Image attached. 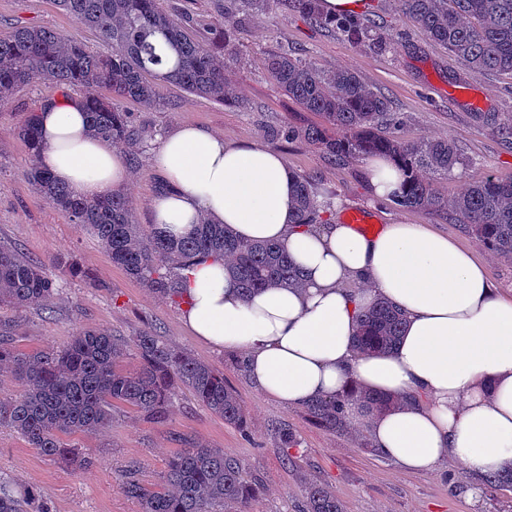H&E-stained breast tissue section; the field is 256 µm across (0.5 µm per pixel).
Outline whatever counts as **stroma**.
I'll return each mask as SVG.
<instances>
[{"label":"stroma","mask_w":512,"mask_h":512,"mask_svg":"<svg viewBox=\"0 0 512 512\" xmlns=\"http://www.w3.org/2000/svg\"><path fill=\"white\" fill-rule=\"evenodd\" d=\"M373 15L389 42L374 51L349 44L335 33L309 25L298 15L284 14L277 0L264 11L243 14L225 9L224 0H164L171 19L198 40L212 41L225 25H233L236 55L233 79L243 104L230 107L178 86L162 84L164 104L146 107L118 101L145 132L137 159L130 165L126 193L135 223L149 225V199L158 177L151 156L167 133L194 125L223 135L236 144H263L279 150L289 167L312 176L317 196L338 200L342 210L365 211L374 224H426L471 249L484 260L492 282L512 295V267L459 225L417 209H400L372 195L363 160H329L304 140L277 141L276 129L319 123L317 114L290 99L269 77V54L288 53L325 69L347 68L374 90L387 96L403 124L397 135L405 141L446 137L455 142L467 165L442 181V190L456 194L463 183L487 174L512 180V147L482 128L472 105L454 95L457 87L476 90L481 111L512 114V76L473 77L447 50L426 38L399 9L397 0H374ZM16 26L44 27L70 33L90 50L108 46L94 31L78 26L57 0H0V30ZM55 85L35 83L17 90L0 105V239L20 248L30 259L49 266L62 287L52 309H0L10 323L16 347L25 353L50 351L87 328L105 329L129 338L156 328L169 344L208 361L224 374L241 396L247 426L224 423L184 389L177 390L172 420L156 424L126 407L112 412V425L100 434L78 437L83 453L92 458L77 468L43 456L13 429L0 427V475L32 487L51 501L54 512H138L122 492L118 475L130 465L140 468L146 483L158 482L166 462L179 448L174 437L187 434L243 459L263 487L250 512H296L308 481L330 485L346 512H506L512 495L481 493L470 499L455 466L433 472H404L374 448L363 426L351 425L340 435L325 431L304 416L302 408L287 407L263 397L248 370L236 367L234 352L199 341L184 326L180 306L149 293L124 270L112 264L105 248L82 225L71 222L34 189L28 178L29 150L16 127L24 113L58 95ZM61 258L91 274L95 287L71 277L53 264ZM288 424L300 445L296 465L282 460L276 427Z\"/></svg>","instance_id":"stroma-1"}]
</instances>
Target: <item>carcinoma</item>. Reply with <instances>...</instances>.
I'll list each match as a JSON object with an SVG mask.
<instances>
[{
	"label": "carcinoma",
	"instance_id": "cac0c4a2",
	"mask_svg": "<svg viewBox=\"0 0 512 512\" xmlns=\"http://www.w3.org/2000/svg\"><path fill=\"white\" fill-rule=\"evenodd\" d=\"M57 2L77 24L95 31L111 52L95 55L77 37L41 27L0 31V101L37 81L63 90L75 85L103 87L111 97H85L89 126L106 141L130 151L140 147L143 133L114 101L161 105L160 84L148 79L160 66H168L163 81L189 94L242 104L229 75L233 43L224 40L221 54L215 45L192 38L170 19L162 0ZM278 2L284 12L330 28L355 45L375 41V22L367 15L330 19L321 12L320 0ZM398 2L420 32L448 50L471 75H512V0ZM266 68L291 99L325 120L320 126L289 125L276 138L304 139L334 161L373 154L395 158L405 188L390 203L458 224L502 263L512 264L511 180L486 175L448 197L436 183L462 164L455 143L447 138L410 143L389 135L386 128L399 124L398 113L356 72L325 70L288 53L271 54ZM475 117L512 145V116L505 122L491 112H478ZM19 134L30 150L28 175L35 189L71 221L86 226L112 264L153 293L183 303L185 271L200 257L231 264L246 293L301 286V273L274 242L244 241L224 225L206 221L193 234L173 240L133 223L121 191L97 200L79 197L39 166L34 113H27ZM319 222L312 178L300 175L297 223ZM59 295V285L42 264L0 240V307L22 311L39 305L49 310ZM402 330L399 310L379 301L360 315L353 342L361 352L389 354L399 344ZM131 353L139 357L140 365L127 372L119 362ZM0 368L20 384L16 394L0 398V426L12 428L41 454L80 467L90 466L92 458L81 454L69 438L100 433L112 423V409L120 406L164 424L174 412V390L179 386L225 423L242 429L247 422L243 401L224 382V373L168 344L151 328L129 339L104 329L83 330L57 350L25 354L14 345L10 327L0 323ZM353 405L374 415L389 409L393 400L354 389L333 399L311 401L305 412L325 430L340 433ZM278 434L284 461L290 465L294 460L289 450L298 446L297 435L286 425L278 428ZM177 441L181 448L168 460L160 482L142 481L135 469L119 475L123 493L138 503L140 512H247L261 493V484L248 475L247 465L203 441L184 436ZM484 489L492 495L511 490L512 469L487 477ZM0 512H53V507L33 489L0 476ZM301 512H345V506L330 486L310 482Z\"/></svg>",
	"mask_w": 512,
	"mask_h": 512
}]
</instances>
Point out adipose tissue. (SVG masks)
Masks as SVG:
<instances>
[{"mask_svg": "<svg viewBox=\"0 0 512 512\" xmlns=\"http://www.w3.org/2000/svg\"><path fill=\"white\" fill-rule=\"evenodd\" d=\"M39 164L75 193L95 199L130 180L122 152L88 131L80 98L59 95L35 111ZM152 163L169 185L150 201L151 222L170 238L200 219L245 241L278 243L302 272L300 288L243 294L223 261L187 270L181 313L193 336L243 351L263 396L293 407L361 388L397 399L366 422L377 448L410 472L460 466L476 495L483 478L512 467V296L493 288L472 250L424 224L390 223L366 235L331 223L296 222L297 177L265 145L241 147L183 125ZM398 306L402 338L389 355H362L352 336L377 299Z\"/></svg>", "mask_w": 512, "mask_h": 512, "instance_id": "ef3b65f1", "label": "adipose tissue"}]
</instances>
